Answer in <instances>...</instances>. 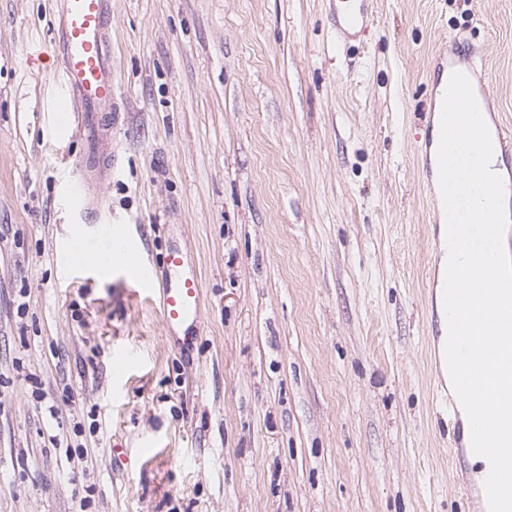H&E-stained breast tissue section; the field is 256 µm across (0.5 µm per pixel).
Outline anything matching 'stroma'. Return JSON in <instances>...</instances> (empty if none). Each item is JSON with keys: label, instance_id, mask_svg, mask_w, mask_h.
<instances>
[{"label": "stroma", "instance_id": "35a3bbf8", "mask_svg": "<svg viewBox=\"0 0 512 512\" xmlns=\"http://www.w3.org/2000/svg\"><path fill=\"white\" fill-rule=\"evenodd\" d=\"M53 0H0V512H461L431 370L430 60L512 125V0H112L100 222L200 272L180 353L129 280L66 272L78 133ZM337 1L358 2L343 10H340L336 5V30L344 38H353L369 21L371 14H369L368 2H372V0ZM446 46L447 41L442 44L435 56L433 73L437 86L444 77L448 79V75L450 77L453 71H462L470 78L475 95L480 98L484 104H488L490 95L488 94L487 84L482 74L478 72L477 64L474 60V54L470 52L461 56L452 50V56H448ZM438 89L442 94L448 95V100H452L449 81L447 83L443 79Z\"/></svg>", "mask_w": 512, "mask_h": 512}]
</instances>
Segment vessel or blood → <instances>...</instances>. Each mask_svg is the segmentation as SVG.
<instances>
[{"mask_svg":"<svg viewBox=\"0 0 512 512\" xmlns=\"http://www.w3.org/2000/svg\"><path fill=\"white\" fill-rule=\"evenodd\" d=\"M55 6L53 43L68 90L60 106L55 137L63 140L68 138L71 129L79 131L83 149L70 161L78 175L73 204L86 218L93 219L98 215L104 186L112 175V153L108 149L116 122L112 96V0H55ZM369 18V0H356L350 7L337 11L336 29L349 39L366 26ZM456 70L468 75L478 98L489 101L487 84L473 54L450 55L446 50H438L433 70L435 78L443 79ZM441 107V99H433L425 115L420 155L424 182L430 194L431 220L436 224L445 219L437 171ZM136 250V243L125 239L116 226L105 224L96 237L73 236L58 260L69 270L80 255L87 254L98 258L101 269L111 270L115 267V257L126 258ZM167 262L173 275L162 281L157 280L153 269L146 264L130 266L129 271L136 288L156 300L168 333L186 349L198 336L201 280L195 267L188 264L179 250H171ZM444 347V338L434 339L433 367L437 387L443 393L448 390Z\"/></svg>","mask_w":512,"mask_h":512,"instance_id":"1","label":"vessel or blood"}]
</instances>
